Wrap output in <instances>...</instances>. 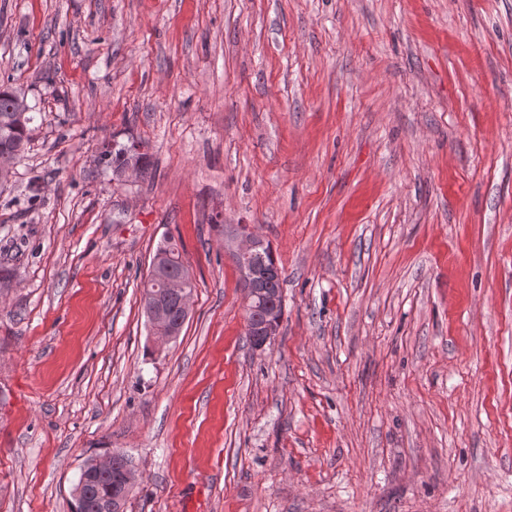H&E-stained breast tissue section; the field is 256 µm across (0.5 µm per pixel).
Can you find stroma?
<instances>
[{"mask_svg":"<svg viewBox=\"0 0 512 512\" xmlns=\"http://www.w3.org/2000/svg\"><path fill=\"white\" fill-rule=\"evenodd\" d=\"M0 512H512V0H0ZM142 143L147 178L101 154ZM283 270L246 334L221 226ZM195 285L149 335L163 238ZM10 88L0 89V155L20 159L30 141L29 124L33 117L27 112V103ZM18 104V112L17 110ZM111 470L95 474L93 480L83 487V496H73L72 509L76 512H105V508L112 501V512H123L124 502L135 485L136 472L132 463H127L126 454L112 455ZM127 463V465H126ZM126 470L123 473L122 470ZM119 478L121 491H119Z\"/></svg>","mask_w":512,"mask_h":512,"instance_id":"35a3bbf8","label":"stroma"}]
</instances>
